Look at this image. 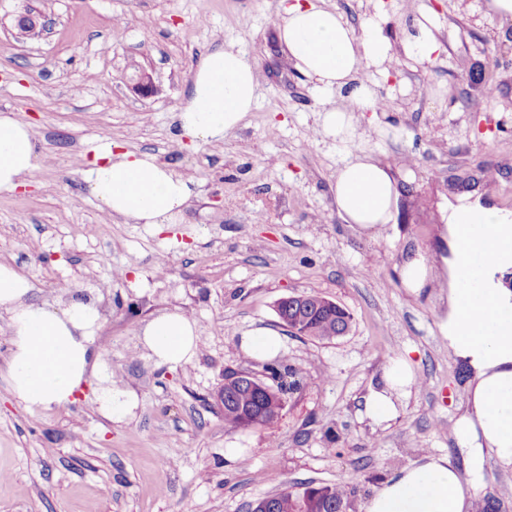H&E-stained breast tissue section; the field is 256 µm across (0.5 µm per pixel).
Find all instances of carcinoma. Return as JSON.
I'll list each match as a JSON object with an SVG mask.
<instances>
[{"mask_svg": "<svg viewBox=\"0 0 512 512\" xmlns=\"http://www.w3.org/2000/svg\"><path fill=\"white\" fill-rule=\"evenodd\" d=\"M312 307L307 324V337L327 340L352 327L353 317L343 306L330 308L322 305L321 295L311 293ZM280 419L279 404L268 397L257 398L244 390L236 395L235 406L224 409V427L239 430L248 424L269 428ZM356 488L349 485L328 486L308 482L292 492H276L264 501L266 512H347Z\"/></svg>", "mask_w": 512, "mask_h": 512, "instance_id": "cac0c4a2", "label": "carcinoma"}]
</instances>
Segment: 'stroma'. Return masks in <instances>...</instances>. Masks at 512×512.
<instances>
[{"label":"stroma","instance_id":"35a3bbf8","mask_svg":"<svg viewBox=\"0 0 512 512\" xmlns=\"http://www.w3.org/2000/svg\"><path fill=\"white\" fill-rule=\"evenodd\" d=\"M326 3L357 28L381 17L392 45L374 79L398 131L355 139L398 182L397 220L373 236L337 213L331 184L348 147L312 131L316 92L275 40L280 0H0V113L28 123L51 159L31 185L0 194V263L26 275L37 300L96 299L101 374L138 396L132 420L111 421L94 377L68 407L31 411L0 374V512H244L275 492L271 473L353 485L347 512H366L390 473L423 454L462 465L453 427L467 393L439 335V291L411 295L399 265L407 250H437L442 212L463 195L512 214V21L487 16L485 0ZM424 5L440 48L420 63L403 44ZM28 8L49 27L40 39L17 27ZM221 44L257 66V105L223 142L194 143L177 136L174 116L201 58ZM138 66L153 78L151 95L133 88ZM116 145L193 179L180 223L133 224L97 208L83 172ZM161 251L172 268L164 278L154 274ZM302 292L346 307L351 331L285 336L278 361L303 388L274 427L225 430L216 400L225 369L263 370L238 338L281 330L277 301ZM169 311L193 318L205 338L173 368L136 334ZM405 353L426 388L372 430L359 402ZM228 448L239 456L225 459ZM483 482L493 512H512V466L486 457Z\"/></svg>","mask_w":512,"mask_h":512}]
</instances>
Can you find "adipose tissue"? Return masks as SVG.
<instances>
[{
	"instance_id": "adipose-tissue-1",
	"label": "adipose tissue",
	"mask_w": 512,
	"mask_h": 512,
	"mask_svg": "<svg viewBox=\"0 0 512 512\" xmlns=\"http://www.w3.org/2000/svg\"><path fill=\"white\" fill-rule=\"evenodd\" d=\"M277 43L287 64L310 79L320 94L348 90L353 108L324 105L317 132L342 142L353 139L361 114L376 132L392 125L377 111L378 94L369 75L389 58L391 44L380 19L354 28L336 10L315 0H283L275 22ZM260 75L238 48L210 50L194 70L176 121L179 136L197 143L223 141L241 126L258 100ZM29 125L13 113H0V193L28 183L44 163ZM88 191L103 213L136 224H171L193 195L184 179L148 153L105 152L84 172ZM339 216L359 231L393 223L398 211L397 181L389 164L374 152L348 151L332 185ZM481 215L495 246L490 259L470 269L461 244L473 215ZM446 255L431 260L421 251L404 256L399 275L413 294L447 274V310L439 333L467 375L468 410L455 423L464 467L447 457L426 455L395 470L370 499L366 512H481L478 496L485 454L512 465V218L495 207L461 203L451 207L445 224ZM28 278L0 264V312L10 320L6 376L13 397L29 410L71 404L76 391L98 367L93 336L100 312L91 302L73 299L60 309L33 299ZM473 316H466V309ZM497 323L482 331L484 321ZM140 334L156 362L175 366L200 350L196 322L170 311L147 322ZM416 378L408 359L391 360L380 388L370 390L359 410L374 424L397 418L399 405Z\"/></svg>"
}]
</instances>
